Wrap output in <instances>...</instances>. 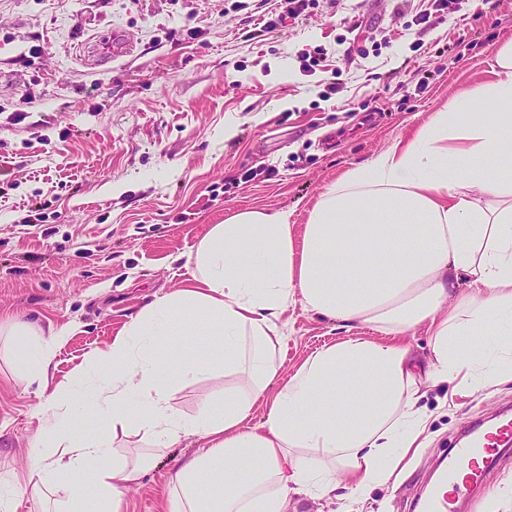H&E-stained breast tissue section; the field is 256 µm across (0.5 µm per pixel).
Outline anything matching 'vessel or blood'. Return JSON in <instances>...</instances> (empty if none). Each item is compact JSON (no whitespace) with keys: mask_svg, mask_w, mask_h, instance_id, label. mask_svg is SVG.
Segmentation results:
<instances>
[{"mask_svg":"<svg viewBox=\"0 0 512 512\" xmlns=\"http://www.w3.org/2000/svg\"><path fill=\"white\" fill-rule=\"evenodd\" d=\"M512 441V411L503 410L495 423H476L457 438L448 451V466L439 489L424 501L422 512H457L459 499L482 480L494 463L498 446Z\"/></svg>","mask_w":512,"mask_h":512,"instance_id":"1","label":"vessel or blood"}]
</instances>
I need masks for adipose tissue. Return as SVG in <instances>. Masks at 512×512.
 I'll return each instance as SVG.
<instances>
[{"instance_id": "ef3b65f1", "label": "adipose tissue", "mask_w": 512, "mask_h": 512, "mask_svg": "<svg viewBox=\"0 0 512 512\" xmlns=\"http://www.w3.org/2000/svg\"><path fill=\"white\" fill-rule=\"evenodd\" d=\"M490 78L449 97L410 138L329 185L295 231L286 210H238L190 252L192 278L157 296L68 385L42 395L30 477L13 497L63 512H121L153 449H199L175 472L169 512H286L289 495L348 482L359 501L421 448L429 385L469 395L512 381V39ZM369 326L293 373L277 356L291 306ZM428 325L430 355L399 343ZM20 375L44 382L61 331L0 328ZM209 337L175 360L166 344ZM224 373V397L182 413V384ZM135 439L133 460L119 441Z\"/></svg>"}]
</instances>
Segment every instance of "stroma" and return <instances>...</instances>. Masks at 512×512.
Here are the masks:
<instances>
[{"label":"stroma","instance_id":"35a3bbf8","mask_svg":"<svg viewBox=\"0 0 512 512\" xmlns=\"http://www.w3.org/2000/svg\"><path fill=\"white\" fill-rule=\"evenodd\" d=\"M428 10V23L414 16ZM480 19H473V12ZM387 42L360 57L352 19ZM120 32L128 53L89 48ZM512 37V0H0V320L65 331L47 387L66 383L157 295L189 278L210 225L245 208L288 209L306 223L325 186L409 137L449 96L489 77ZM324 54L322 70L302 59ZM273 168L275 176L264 175ZM257 177L240 183L246 169ZM284 320L283 367L351 336L301 307ZM38 387L0 358V488L29 478ZM428 445L396 486L352 501L293 497L288 512H416L461 429L512 405V382L451 397L428 388ZM194 440L158 451L123 489L122 512H166L170 481ZM473 512H512V449L488 471Z\"/></svg>","mask_w":512,"mask_h":512}]
</instances>
